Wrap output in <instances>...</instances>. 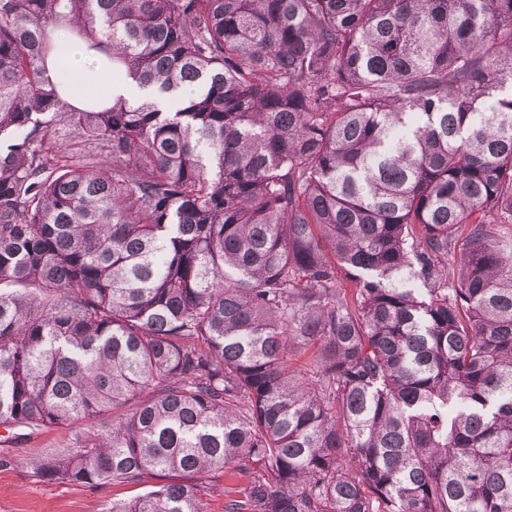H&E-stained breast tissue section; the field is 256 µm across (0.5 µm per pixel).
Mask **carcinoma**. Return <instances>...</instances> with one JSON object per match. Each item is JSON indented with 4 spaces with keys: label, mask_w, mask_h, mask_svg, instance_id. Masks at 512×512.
I'll return each instance as SVG.
<instances>
[{
    "label": "carcinoma",
    "mask_w": 512,
    "mask_h": 512,
    "mask_svg": "<svg viewBox=\"0 0 512 512\" xmlns=\"http://www.w3.org/2000/svg\"><path fill=\"white\" fill-rule=\"evenodd\" d=\"M1 285L0 427L105 512H512V0H0ZM58 43L69 65V72L90 80L76 90L77 96H82L90 91H99V95L106 100H112L117 96L134 100L147 94V91L140 88L131 78L114 79L111 73L101 71L93 59L84 55L68 39H62ZM207 486L211 487L208 512H224V486L229 482L224 477V472L213 471L203 477Z\"/></svg>",
    "instance_id": "cac0c4a2"
}]
</instances>
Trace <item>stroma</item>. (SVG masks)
Listing matches in <instances>:
<instances>
[{
    "mask_svg": "<svg viewBox=\"0 0 512 512\" xmlns=\"http://www.w3.org/2000/svg\"><path fill=\"white\" fill-rule=\"evenodd\" d=\"M70 426H52L33 435L0 428V512H104L112 499L145 493L142 485H108L96 490L38 477L28 459L69 447Z\"/></svg>",
    "mask_w": 512,
    "mask_h": 512,
    "instance_id": "1",
    "label": "stroma"
}]
</instances>
